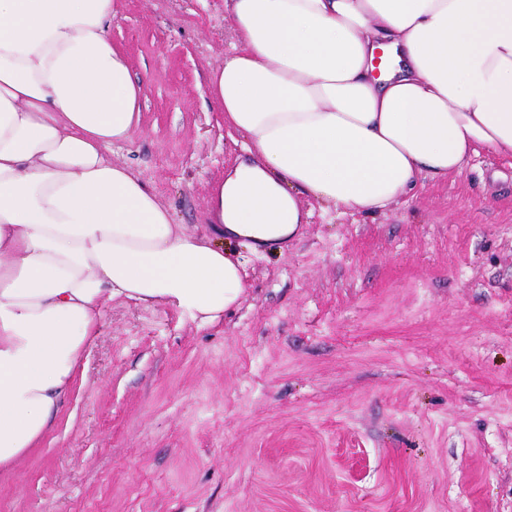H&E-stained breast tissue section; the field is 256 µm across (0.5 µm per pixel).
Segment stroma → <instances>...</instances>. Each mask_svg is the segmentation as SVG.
<instances>
[{
  "label": "stroma",
  "instance_id": "35a3bbf8",
  "mask_svg": "<svg viewBox=\"0 0 512 512\" xmlns=\"http://www.w3.org/2000/svg\"><path fill=\"white\" fill-rule=\"evenodd\" d=\"M141 87L115 160L202 233L243 154L207 74L226 0H118ZM283 250L224 249L239 302L210 324L109 302L0 512H512V159L480 149L371 214L308 196Z\"/></svg>",
  "mask_w": 512,
  "mask_h": 512
}]
</instances>
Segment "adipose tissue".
Returning <instances> with one entry per match:
<instances>
[{"label":"adipose tissue","instance_id":"1","mask_svg":"<svg viewBox=\"0 0 512 512\" xmlns=\"http://www.w3.org/2000/svg\"><path fill=\"white\" fill-rule=\"evenodd\" d=\"M230 8L241 47L210 87L252 159L200 235L109 157L140 94L112 45L116 0H0V469L50 431L113 299L215 322L245 288L222 241H288L297 192L372 213L479 149L512 157V0Z\"/></svg>","mask_w":512,"mask_h":512}]
</instances>
